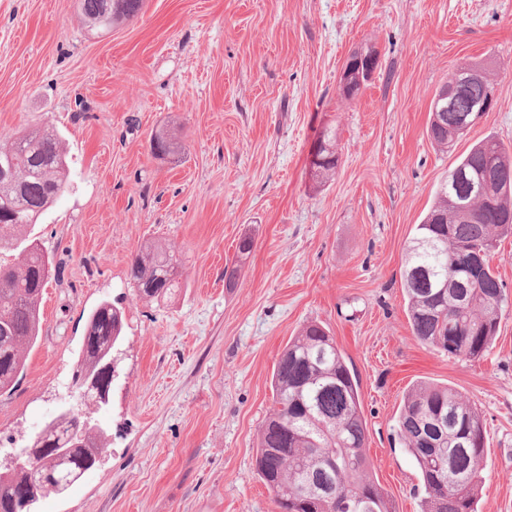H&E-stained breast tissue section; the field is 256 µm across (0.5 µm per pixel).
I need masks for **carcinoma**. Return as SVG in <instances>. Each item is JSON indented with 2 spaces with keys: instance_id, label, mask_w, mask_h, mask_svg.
<instances>
[{
  "instance_id": "cac0c4a2",
  "label": "carcinoma",
  "mask_w": 512,
  "mask_h": 512,
  "mask_svg": "<svg viewBox=\"0 0 512 512\" xmlns=\"http://www.w3.org/2000/svg\"><path fill=\"white\" fill-rule=\"evenodd\" d=\"M143 0H79L88 23L109 30L136 16ZM468 78H457L443 126L431 139L448 152L468 134L458 117L476 104L488 103L494 86L484 68L465 66ZM324 163L316 176L336 172V133L320 136ZM152 153L165 157L178 144L163 130L151 134ZM499 172L497 181L461 206L468 179L484 170ZM65 143L53 126L25 129L0 142V396L19 383L26 353L40 332V303L61 266L43 249L35 228L67 186ZM512 236V152L493 136L474 143L448 169L436 200L405 248L402 288L413 336L450 358L478 360L489 352L508 304L503 282L488 257ZM482 255L479 275L470 277L469 258ZM179 256L147 244L131 259L129 284L136 297L160 302L180 288ZM125 311L102 301L90 312L81 347L73 362L71 397L81 405L103 403L80 395L85 377L112 388L108 363L117 360L124 340ZM274 409L260 429L256 464L274 493L275 512H393L382 488L370 477L367 421L359 383L334 338L318 323L305 325L288 342L273 378ZM395 433L413 458L422 512H477L483 483L486 428L482 413L449 387L415 383L405 394ZM69 438L70 468L87 472L109 450L101 425H85L61 411L26 440L35 449L33 466L0 476V512H14L13 497L33 492L29 512L39 501L58 494L40 475L62 468L58 447L43 437Z\"/></svg>"
}]
</instances>
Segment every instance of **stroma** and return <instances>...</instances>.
I'll list each match as a JSON object with an SVG mask.
<instances>
[{
    "mask_svg": "<svg viewBox=\"0 0 512 512\" xmlns=\"http://www.w3.org/2000/svg\"><path fill=\"white\" fill-rule=\"evenodd\" d=\"M360 48L379 66L348 100L338 75ZM483 61L497 104L441 151L432 99ZM47 123L69 187L36 235L63 274L22 380L0 396V451L57 412L101 300L122 299L126 330L97 415L109 451L39 512H273L258 434L280 354L311 321L359 378L370 475L395 512H421L393 430L419 381L481 410L478 512H512V305L482 359L453 360L413 336L401 288L405 247L457 154L489 135L512 146V0H145L107 31L77 0H0V136ZM328 127L340 164L321 181L309 151ZM158 129L179 155L152 156ZM150 239L183 260L181 290L159 305L127 283Z\"/></svg>",
    "mask_w": 512,
    "mask_h": 512,
    "instance_id": "1",
    "label": "stroma"
}]
</instances>
